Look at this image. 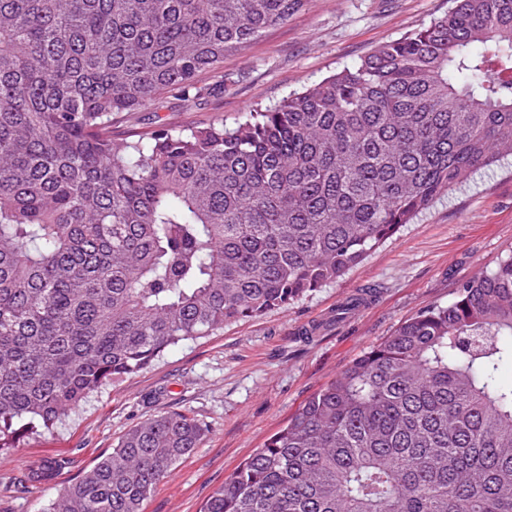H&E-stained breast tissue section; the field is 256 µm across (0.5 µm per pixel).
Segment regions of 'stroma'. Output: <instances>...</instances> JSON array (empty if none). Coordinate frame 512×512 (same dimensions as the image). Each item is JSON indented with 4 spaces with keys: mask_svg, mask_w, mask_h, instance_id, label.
Masks as SVG:
<instances>
[{
    "mask_svg": "<svg viewBox=\"0 0 512 512\" xmlns=\"http://www.w3.org/2000/svg\"><path fill=\"white\" fill-rule=\"evenodd\" d=\"M450 0H307L288 22L224 58V87L200 79L202 103L167 94L162 107L122 115L121 140L159 125H234L352 66L382 43L443 16ZM512 253V160L478 171L372 250L341 279L288 306L171 348L153 366L110 382L53 432L28 436L0 459V512H43L70 480L111 452L132 427L166 411L205 430L193 454L158 485L143 512H200L235 468L263 447L314 393L402 322L445 305L461 281ZM344 317L337 307L366 290ZM58 463L47 479L30 469Z\"/></svg>",
    "mask_w": 512,
    "mask_h": 512,
    "instance_id": "obj_1",
    "label": "stroma"
}]
</instances>
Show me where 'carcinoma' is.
<instances>
[{
    "label": "carcinoma",
    "instance_id": "carcinoma-1",
    "mask_svg": "<svg viewBox=\"0 0 512 512\" xmlns=\"http://www.w3.org/2000/svg\"><path fill=\"white\" fill-rule=\"evenodd\" d=\"M306 0H0V458L172 347L345 275L512 156V0L232 128L112 121L224 84ZM512 254L312 395L201 512H512ZM203 427L129 430L47 512H143Z\"/></svg>",
    "mask_w": 512,
    "mask_h": 512
}]
</instances>
